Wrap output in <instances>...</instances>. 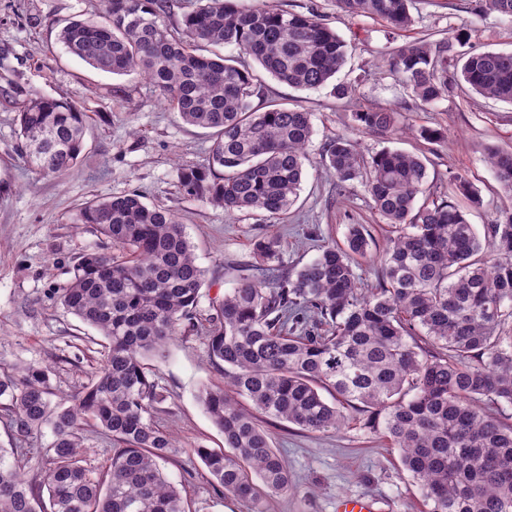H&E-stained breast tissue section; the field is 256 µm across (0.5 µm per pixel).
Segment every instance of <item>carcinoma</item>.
<instances>
[{
  "label": "carcinoma",
  "mask_w": 512,
  "mask_h": 512,
  "mask_svg": "<svg viewBox=\"0 0 512 512\" xmlns=\"http://www.w3.org/2000/svg\"><path fill=\"white\" fill-rule=\"evenodd\" d=\"M412 0H335L350 18L393 31L414 19ZM174 0H105L101 19H71L57 40L92 68L141 76L194 127L212 131L206 163L180 175L184 193L264 223L280 222L299 197L314 128L300 105L270 99L267 74L297 90H320L346 61L347 44L317 10H283L270 0H197L180 25L166 23ZM479 11L512 17V0H476ZM464 34L412 41L392 71L431 106L464 83L512 104V51L454 53ZM250 56L245 66L224 48ZM354 124L389 133L397 113L358 108ZM21 154L43 176L62 177L84 153L87 113L76 101L29 90L17 106ZM496 181L512 192V151L488 149ZM338 190L366 176L372 209L389 226L375 281L357 273L372 237L348 226L311 262L291 268L277 238L253 243L252 278L224 292L206 328L208 356L224 385L199 398L224 448H181L154 421L167 395L147 360L166 357L174 336L198 328L204 282L183 225L141 195L96 197L76 222L110 244L81 256L59 303L105 340L91 382L67 400L50 370L25 363L0 374V411L15 446L0 447V512H186L183 491L163 464L197 456L222 496L263 512L291 477L265 420L312 433L336 431L348 408L364 428L398 449L424 512H512V210L483 232L457 203L481 202L464 175L448 194L427 190L424 155L382 149L364 157L344 137L324 147ZM50 431L44 448L33 444ZM113 448L88 464L91 433ZM33 476L24 478L23 468Z\"/></svg>",
  "instance_id": "cac0c4a2"
}]
</instances>
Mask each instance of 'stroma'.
<instances>
[{"label":"stroma","instance_id":"1","mask_svg":"<svg viewBox=\"0 0 512 512\" xmlns=\"http://www.w3.org/2000/svg\"><path fill=\"white\" fill-rule=\"evenodd\" d=\"M277 3L287 10L317 8L349 45L338 78L356 84L357 91L347 102L327 87L302 92L267 80L271 97L301 101L312 112L314 135L298 201L284 222L264 224L182 191V169L206 160L207 130L184 124L140 76L97 71L58 43L57 33L69 19L101 15L102 0H0V368L29 362L50 366L52 384L67 394L89 383L104 352L102 339L63 309L57 293L82 254L102 244L94 226L75 221L82 203L98 196L137 191L145 203L178 215L204 272L198 306L202 323L214 314L225 290L245 277L256 239L278 238L285 263L299 267L317 256L324 240L344 242L349 225L363 224L373 235V252L382 251L388 227L371 209L364 182L358 179L337 191L335 176L321 163L330 139L348 138L366 156L384 148L423 153L435 190L447 185L449 173L466 175L482 202L474 206L464 200L460 206L476 227L512 209V194L501 189L487 163L488 147L512 150V105L457 87L425 109L389 71L392 55L406 42L438 40L459 28L468 30L469 43L477 48L511 50L512 18L477 12L473 0H414L413 26L392 37L384 23L338 13L333 0ZM115 86L126 88L129 99L109 96ZM31 89L78 100L89 114L82 161L63 177L36 175L17 151L16 105ZM360 107L397 112L398 132L358 128L351 112ZM423 126L441 129L444 140L417 139ZM168 350L166 359L151 363L167 395L155 419L172 429L183 452L164 472L186 488L190 512H247L235 498L214 493L207 469L191 453L197 446L224 445L198 399L204 386L223 385L224 372L211 364L203 334L176 337ZM347 417L338 431L324 434L286 422L270 425L273 446L292 483L287 493L265 502V512H336L343 497L372 501L376 512H420L398 450L369 433L362 414L351 410Z\"/></svg>","mask_w":512,"mask_h":512}]
</instances>
